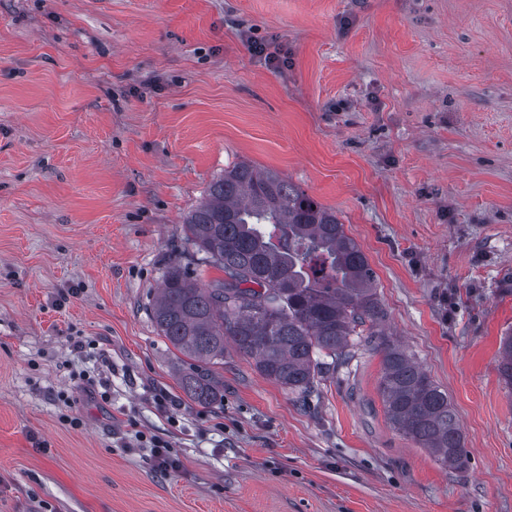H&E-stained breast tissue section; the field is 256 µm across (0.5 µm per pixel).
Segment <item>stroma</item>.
Wrapping results in <instances>:
<instances>
[{
  "mask_svg": "<svg viewBox=\"0 0 512 512\" xmlns=\"http://www.w3.org/2000/svg\"><path fill=\"white\" fill-rule=\"evenodd\" d=\"M241 162L336 212L466 470L391 428L368 336L304 400L229 341L183 391L153 304L219 278L182 221ZM510 332L512 0H0V512H512ZM498 372L505 386L512 388V334L504 337L499 347ZM134 431V439L138 448L147 449L149 452L148 458L156 470L160 472H169L179 467V463L173 456L170 450V445L167 441L155 436L147 438V436L141 431Z\"/></svg>",
  "mask_w": 512,
  "mask_h": 512,
  "instance_id": "stroma-1",
  "label": "stroma"
}]
</instances>
